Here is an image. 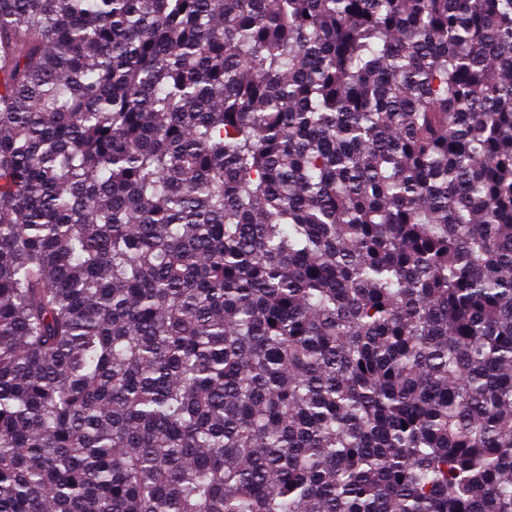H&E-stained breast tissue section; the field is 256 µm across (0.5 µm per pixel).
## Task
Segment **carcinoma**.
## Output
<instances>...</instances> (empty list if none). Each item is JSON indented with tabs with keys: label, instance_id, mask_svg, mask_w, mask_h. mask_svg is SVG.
<instances>
[{
	"label": "carcinoma",
	"instance_id": "1",
	"mask_svg": "<svg viewBox=\"0 0 512 512\" xmlns=\"http://www.w3.org/2000/svg\"><path fill=\"white\" fill-rule=\"evenodd\" d=\"M0 512H512V0H0Z\"/></svg>",
	"mask_w": 512,
	"mask_h": 512
}]
</instances>
